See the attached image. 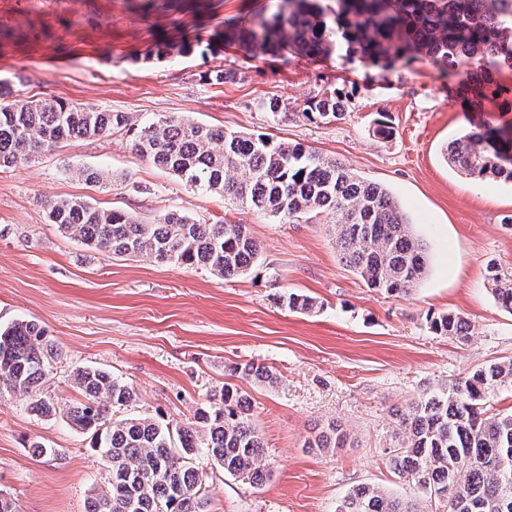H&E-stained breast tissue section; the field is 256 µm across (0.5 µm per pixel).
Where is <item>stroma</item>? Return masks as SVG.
Returning a JSON list of instances; mask_svg holds the SVG:
<instances>
[{
    "instance_id": "stroma-1",
    "label": "stroma",
    "mask_w": 512,
    "mask_h": 512,
    "mask_svg": "<svg viewBox=\"0 0 512 512\" xmlns=\"http://www.w3.org/2000/svg\"><path fill=\"white\" fill-rule=\"evenodd\" d=\"M281 0H0V81L29 100L51 99L126 112L145 120L176 115L228 131L300 143L385 185L429 250L412 294L369 288L342 265L332 219L289 223L217 194H203L136 155L127 136L71 139L37 162L0 169V326L32 319L60 356L46 384L59 403L80 399L72 370L93 366L134 387L125 414L180 425L231 385L246 397L264 441L269 480L251 486L222 473L206 454L209 512H335L353 487L406 486L389 464L394 413L428 386L512 360V314L492 292L488 264L512 278V185L463 177L443 150L473 123L512 128L495 98L468 111L430 63L382 75L344 52L311 63L233 46L201 54L225 23L247 24ZM188 42L185 56L157 57L159 43ZM238 71L219 83L214 73ZM333 89L348 101L338 120H310L308 99ZM279 98L278 117L260 103ZM385 119L390 138L375 135ZM112 174L89 183L83 167ZM78 196L150 224L176 212L203 224L245 225L259 254L226 280L203 268L138 261L87 250L47 220L46 204ZM316 299L315 312L288 311L277 295ZM458 313L469 338L434 333L429 314ZM271 369L268 386L238 371ZM346 447H306L328 423ZM49 448L37 457L34 443ZM89 435L61 418L30 414L25 397H0V494L19 512H85L105 483Z\"/></svg>"
}]
</instances>
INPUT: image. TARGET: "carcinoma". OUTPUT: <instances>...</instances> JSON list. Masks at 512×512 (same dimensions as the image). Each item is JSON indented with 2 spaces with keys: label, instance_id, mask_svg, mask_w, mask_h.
<instances>
[{
  "label": "carcinoma",
  "instance_id": "carcinoma-1",
  "mask_svg": "<svg viewBox=\"0 0 512 512\" xmlns=\"http://www.w3.org/2000/svg\"><path fill=\"white\" fill-rule=\"evenodd\" d=\"M288 8L249 26H224L218 41L249 53L290 54L308 62L337 47L384 72L401 59L427 60L456 82L472 112L488 94L512 109V89L496 80L512 69V0H335L334 25L323 0H284ZM345 112L342 96L329 90L309 100L307 114L322 120ZM123 131L131 149L202 193H217L290 222L331 215L336 248L345 265L369 287L408 296L427 270L426 247L412 231L400 203L383 186L363 180L342 163L300 143L267 135L226 131L162 115L135 122L126 112H104L54 100L13 96L0 82V168L29 164L72 138ZM446 161L474 179L512 182V131L477 125L452 140ZM50 223L87 249L130 258L205 267L226 280L245 271L258 245L243 224H199L169 213L152 224L89 201L66 197L46 204ZM495 297L512 313V279L491 265ZM282 305L314 311L313 298L290 292ZM431 329L458 340L471 325L458 314L430 317ZM59 356L45 329L31 320L0 328V396L25 395L40 416L60 414L91 435L110 468L108 487L92 496L86 512H206L205 479L193 466L203 450L224 473L260 486L270 476L262 465L264 442L245 398L226 387L194 420L172 427L129 417L111 421L108 406L135 400L132 386L106 371L79 367L71 382L83 400L58 407L41 387ZM243 374L272 385L265 367ZM512 386V361L493 364L430 387L396 413L394 472L414 495L363 484L350 490L336 512H512V412L488 413L490 396ZM346 436L331 423L308 448H343Z\"/></svg>",
  "mask_w": 512,
  "mask_h": 512
}]
</instances>
